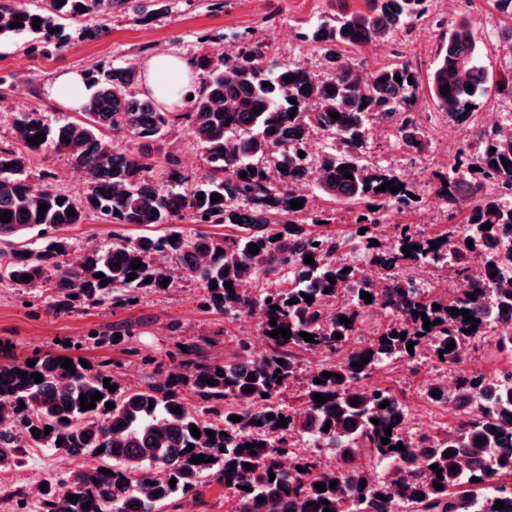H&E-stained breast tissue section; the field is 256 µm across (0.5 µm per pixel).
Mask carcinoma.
<instances>
[{"instance_id":"carcinoma-1","label":"carcinoma","mask_w":512,"mask_h":512,"mask_svg":"<svg viewBox=\"0 0 512 512\" xmlns=\"http://www.w3.org/2000/svg\"><path fill=\"white\" fill-rule=\"evenodd\" d=\"M431 2L364 0L365 9L344 7L311 31L298 33V39L316 45L330 64L329 77L322 81L299 63L267 66L264 44L256 40L225 57L224 69L211 71L204 86L191 91L193 99L183 98L180 112H169L152 95L135 90L141 74L130 64L87 73L93 92L79 118L49 125L34 109L17 113L14 142L0 144V212L12 213L11 221H0V242L7 245L4 273L10 282L36 289L53 281L60 310L72 308L77 299L127 303L136 299V291L165 289L161 281L168 274L153 267L160 256L165 265L202 285V307L234 316L258 311L269 345L267 353L252 359L249 342L241 340L234 357L201 363L193 358L196 345L187 344L179 351V369L162 380L148 375L134 387H123L109 373L83 366L78 357L72 358L71 372L61 367L59 355L51 353L38 357L32 367L25 361L0 364V406L9 405L12 413L9 422L0 417V472L23 467L29 448L102 461L89 470L71 472L54 486L46 485L42 512H162L166 505L201 494L204 478L210 475L234 494L236 512H268L273 504L281 512H346L348 504L354 512H388L393 496L406 512H512V368L491 377L455 374L452 387H429V400L467 412L453 430L422 438L409 431L396 396L364 384L383 361H410L423 352L450 366L462 363L463 349L490 340L498 353H512V334H488L496 320L512 314V278L502 284L512 275V166L503 165L505 160L512 163V136L482 128L459 150L453 166L432 172L434 191L450 210L448 218L457 219L436 234L424 235L398 222L416 202L410 197L411 185L390 168L364 163L373 122L394 124L403 143L422 150L425 132L412 116L420 80L405 63L363 73L348 53L410 32L429 12ZM124 3L44 0L34 6L27 0H0V42L24 39L28 51L44 55L66 44L67 24L88 16L105 20ZM81 6L86 11H79ZM13 22L19 26L11 27ZM51 29L55 33H49ZM293 75L295 81H285ZM265 82L270 86H263ZM487 82L470 16L463 14L428 75L431 98L448 119L467 125L483 106ZM445 84L447 95L441 94ZM292 99L297 104H291ZM468 105L474 109L466 110ZM332 112L339 114L338 119L330 116ZM291 113L295 117H289ZM177 126L185 127L204 149L203 173H186L170 152L153 157L154 146ZM316 129L333 144L322 150L313 167L310 158L298 152L307 151ZM41 132L45 140L37 145L28 142ZM108 132L128 141L127 146L113 148L104 139ZM49 153L66 156L87 176L85 196L77 200L58 191L48 171L39 174V182L31 181L34 164ZM343 165L349 169L342 170ZM311 167L318 172V190L349 207L348 236L319 230L320 223L333 222L327 211L315 212L306 204L291 208L290 201L303 198L294 180ZM243 171L248 172L244 178ZM346 171L352 178H344ZM389 181L403 189L378 190ZM215 194L222 200L211 202ZM200 196L204 200H198ZM41 204L47 210L40 217ZM371 206L375 210H369ZM71 207L72 216L67 214ZM92 215L112 224H222L235 234L186 235L171 229L87 249L79 265L66 261L69 244L61 239L38 253L28 254L17 245L32 229L47 233L83 224ZM486 223L491 224L488 230L482 229ZM380 224L394 228L390 240L378 239ZM279 234L282 238L273 240ZM376 239L379 245H371ZM468 239L473 246H468ZM252 243L259 253L248 252ZM350 245L359 247L382 272L384 287H375L361 267L345 258ZM409 245L418 249L410 250L408 258L402 247ZM219 249L223 253H217ZM307 255L314 263H304ZM134 261L142 262L137 270L132 269ZM476 267L485 276L476 275ZM403 269L446 270L458 287L448 294L424 292L409 276L400 275ZM132 272L137 278L126 281ZM97 273L104 274L108 284L101 285ZM281 273L288 277L286 288H262L255 294L240 288L261 275ZM492 273L496 277H490ZM227 282L232 288L225 287ZM326 288L330 292H324ZM363 292L371 294V302L361 298ZM470 293L475 298H469ZM307 295L313 301H305ZM292 299L295 303L288 304ZM436 304L441 309H434ZM371 308L388 321L373 338L356 345L352 339ZM451 308L469 311L479 320L476 330L465 333L471 324L462 315H452ZM424 315L438 324L424 329ZM341 316L351 323L339 322ZM281 327L290 328L292 336H268ZM302 332L311 334L314 342L305 341ZM338 333L342 338H335ZM452 341L455 348L446 350ZM408 342L414 343L411 352ZM312 351L344 356L306 376L300 394L303 406L289 409L281 395L296 379L299 357ZM365 357L370 358L366 364ZM280 359L284 363H278ZM356 362L362 367L354 366ZM325 371L333 376L322 378ZM24 372L40 374L42 382L22 378ZM105 378L115 391L104 387ZM316 378L322 383H314ZM208 379L215 380L214 385L207 384ZM249 386L254 387L251 393L245 391ZM435 390L440 397L431 396ZM96 392L102 398L95 407L81 409L80 396L89 399ZM188 394L196 405L187 406ZM315 394L331 399L321 404L313 400ZM384 401L389 405L382 408ZM108 403L114 407L106 408ZM177 407L182 414L172 412ZM232 416L242 420L233 422ZM282 417L288 422L285 427L277 426ZM374 418L379 424L372 423ZM255 420L261 425L253 424ZM192 425L200 437L192 436ZM47 426L52 428L48 434ZM387 428L391 436L383 444ZM208 430L215 438L207 436ZM301 438L334 455L335 466L326 469L318 458L300 454L295 441ZM478 438L484 444L476 443ZM247 443L251 449H241ZM399 443L404 450L395 448ZM252 450L256 454H250ZM199 455L206 462H190ZM285 456L293 464L289 471L282 466ZM211 457L214 461L207 462ZM365 457L387 465L385 481H373L357 465ZM246 463L253 469L244 467ZM434 464L442 469L440 479L430 469ZM454 465L458 471L453 474L449 468ZM103 469L111 473L103 474ZM473 478L490 492L480 498L456 492L471 485ZM333 480L337 485L332 489ZM317 483L326 490H317ZM436 483L443 489H436ZM419 493L423 498H417ZM69 495L78 500H68ZM260 497L264 502H258ZM498 500L504 507L496 510Z\"/></svg>"}]
</instances>
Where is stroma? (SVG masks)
<instances>
[{
    "label": "stroma",
    "mask_w": 512,
    "mask_h": 512,
    "mask_svg": "<svg viewBox=\"0 0 512 512\" xmlns=\"http://www.w3.org/2000/svg\"><path fill=\"white\" fill-rule=\"evenodd\" d=\"M164 9L144 17L133 5L115 10L106 20L104 35L87 39L72 37L66 47L47 56L27 52L19 41L0 44V76L8 77L4 99L0 100V143L13 140L14 120L23 109H38L49 123L70 116L71 110L53 95L56 78L66 72H86L99 67L134 64L144 66L159 53L189 58L204 54L208 70L198 71L194 85L202 87L209 69L223 67L228 48H240L243 33L264 42L272 64L301 62L319 75H327L321 51L303 45L298 32L335 13L334 0H224V7L212 10L209 0H163ZM460 4L434 0L429 14L407 34L396 40L366 46L354 58L363 70L400 61L427 75L444 48L446 30L460 17ZM469 12L471 29L481 57L492 79L485 93V108L472 123L484 127L489 112L512 115V98L498 94L495 82L512 69V52L502 37L512 27V18L497 11L493 0H474ZM420 113V126L426 133L416 163H409V152L389 125L370 127L364 159L367 164L386 166L411 178L417 203L403 216L415 223L425 212H433L432 222L423 232H438L448 223L445 204L434 201L429 176L432 168L453 164L458 149L467 140L469 129L450 121L437 110L427 87H420L414 107ZM472 126V127H473ZM145 226L110 224L98 217L56 232L31 231L25 247L41 251L56 237L70 244V254L88 246H109L124 239L148 234ZM203 288L197 281L174 277L165 291L139 292L136 302H78L66 311L54 306L55 296L28 294L25 289L0 281V363L22 362L52 352L85 358L95 368L111 372L126 385L141 384L155 368L170 370L181 360L180 344L196 345L203 360L222 359L236 353L239 340H253L259 333L258 321L231 317L201 308ZM124 335L113 338L115 330ZM447 365L424 356L393 362L373 372L368 383L390 389L405 406L417 409L431 432L451 429L463 418V410L431 403L425 391L430 375H442ZM97 458H72L65 454L34 449L24 468L0 473V500L9 512H39L41 496L33 484L55 482L72 470L99 466Z\"/></svg>",
    "instance_id": "1"
}]
</instances>
